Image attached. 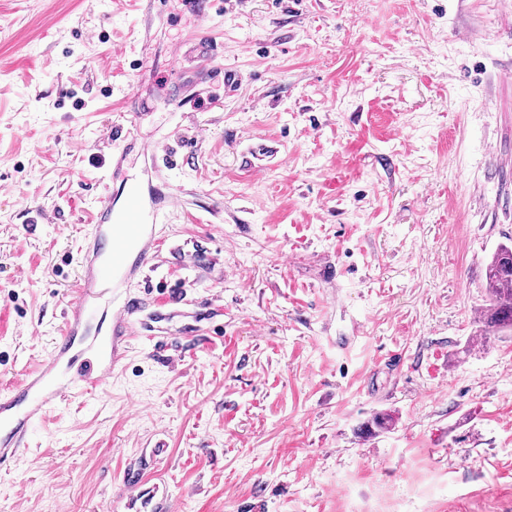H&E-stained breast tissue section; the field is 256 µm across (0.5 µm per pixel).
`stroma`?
I'll return each instance as SVG.
<instances>
[{"label": "stroma", "mask_w": 512, "mask_h": 512, "mask_svg": "<svg viewBox=\"0 0 512 512\" xmlns=\"http://www.w3.org/2000/svg\"><path fill=\"white\" fill-rule=\"evenodd\" d=\"M118 158L176 194L159 269L0 512H153L131 470L166 512H512V334L477 324L512 0H0V395L60 334Z\"/></svg>", "instance_id": "obj_1"}]
</instances>
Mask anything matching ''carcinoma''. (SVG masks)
I'll return each instance as SVG.
<instances>
[{
    "mask_svg": "<svg viewBox=\"0 0 512 512\" xmlns=\"http://www.w3.org/2000/svg\"><path fill=\"white\" fill-rule=\"evenodd\" d=\"M490 303L479 321L486 335L512 331V245H502L492 254L485 271Z\"/></svg>",
    "mask_w": 512,
    "mask_h": 512,
    "instance_id": "1",
    "label": "carcinoma"
}]
</instances>
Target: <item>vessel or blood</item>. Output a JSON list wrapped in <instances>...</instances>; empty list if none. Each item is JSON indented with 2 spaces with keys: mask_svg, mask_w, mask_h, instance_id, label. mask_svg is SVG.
I'll return each mask as SVG.
<instances>
[{
  "mask_svg": "<svg viewBox=\"0 0 512 512\" xmlns=\"http://www.w3.org/2000/svg\"><path fill=\"white\" fill-rule=\"evenodd\" d=\"M160 208L148 206L139 186L127 188L122 205L103 189L78 279V294L64 317L62 334L38 368L0 396V464L27 445L32 424L57 410L73 393L94 394L106 384L123 358L121 344L132 332L131 300L112 310L103 335L91 336L101 320L96 305L106 287H124L132 278L156 271L155 238Z\"/></svg>",
  "mask_w": 512,
  "mask_h": 512,
  "instance_id": "vessel-or-blood-1",
  "label": "vessel or blood"
}]
</instances>
